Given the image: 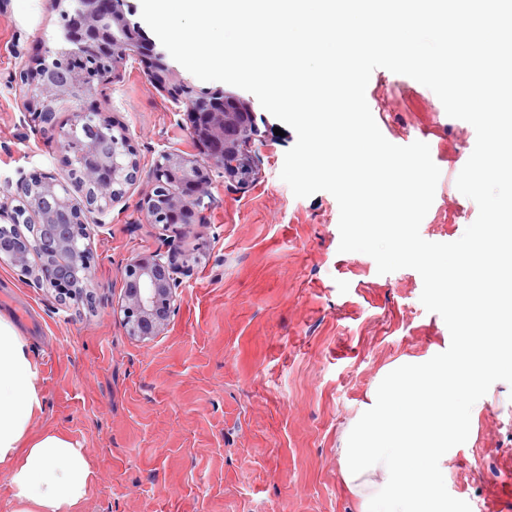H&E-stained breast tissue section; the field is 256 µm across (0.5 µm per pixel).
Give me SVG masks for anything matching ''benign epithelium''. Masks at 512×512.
<instances>
[{"instance_id": "7a95c632", "label": "benign epithelium", "mask_w": 512, "mask_h": 512, "mask_svg": "<svg viewBox=\"0 0 512 512\" xmlns=\"http://www.w3.org/2000/svg\"><path fill=\"white\" fill-rule=\"evenodd\" d=\"M127 0H54L66 19L60 38L42 39L34 65L21 76L25 93L41 122L51 124L56 113L68 112L69 127L61 129L59 147L68 163L78 162L84 171L83 202L52 177H41L20 185L24 204L12 205L15 197L0 201V217L12 224L29 225L30 239L0 250V262L27 276L38 288L54 292L57 301L90 303L93 300L95 269L90 246L85 243L84 212H104L119 203L125 186L140 171L129 137L113 136L112 157L105 158L90 141L76 142L74 135L90 114L97 116L95 131L112 128L103 113L85 105L90 84L84 74L58 67L61 58L81 54L97 62L99 83H107L116 69L129 58L148 52L152 56L149 78L154 87L172 94L174 103L187 106L190 134L201 148V155L177 150L161 152L151 171L152 194L141 204L146 221L154 213H168L169 224L189 229L207 223L211 198L208 171L224 170V178L236 189L249 188L258 178L260 131L250 102L224 94L220 88H199L185 81L154 51V46L131 25L124 6ZM180 178L181 190L170 189L173 176ZM55 239L53 255L42 256L39 236ZM68 265L73 278L61 280L51 273L50 263ZM187 265L181 252L169 248L139 254L130 260L123 312L129 332L142 337L162 334L181 287L180 275Z\"/></svg>"}]
</instances>
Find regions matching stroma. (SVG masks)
Masks as SVG:
<instances>
[{
    "mask_svg": "<svg viewBox=\"0 0 512 512\" xmlns=\"http://www.w3.org/2000/svg\"><path fill=\"white\" fill-rule=\"evenodd\" d=\"M50 0L0 9V197L35 174L68 182L58 131L27 111L19 75L40 36L58 32ZM132 58L93 100L131 139L141 172L122 201L86 216L94 301L63 308L17 269L0 264V313L27 336L45 403L30 423L77 442L92 470L77 512H359L341 483L339 450L379 372L402 357L446 350L449 330L420 301L410 268L379 274L373 258L339 252V206L321 191L295 197L281 180L296 134L254 112L265 145L248 189L210 173L208 221L182 235L146 223L149 172L161 151L198 154L186 112ZM366 100L393 144L422 141L441 170L420 226L431 242L458 240L478 215L456 188L476 133L449 117L414 79L375 69ZM173 244L184 276L161 336L131 335L121 311L125 266ZM475 438L449 450V493L483 512L512 469V386L479 403Z\"/></svg>",
    "mask_w": 512,
    "mask_h": 512,
    "instance_id": "stroma-1",
    "label": "stroma"
}]
</instances>
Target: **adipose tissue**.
Segmentation results:
<instances>
[{
  "mask_svg": "<svg viewBox=\"0 0 512 512\" xmlns=\"http://www.w3.org/2000/svg\"><path fill=\"white\" fill-rule=\"evenodd\" d=\"M43 405L41 369L29 342L0 314V467L9 471L14 512H76L92 471L65 435L30 437V422Z\"/></svg>",
  "mask_w": 512,
  "mask_h": 512,
  "instance_id": "obj_1",
  "label": "adipose tissue"
}]
</instances>
